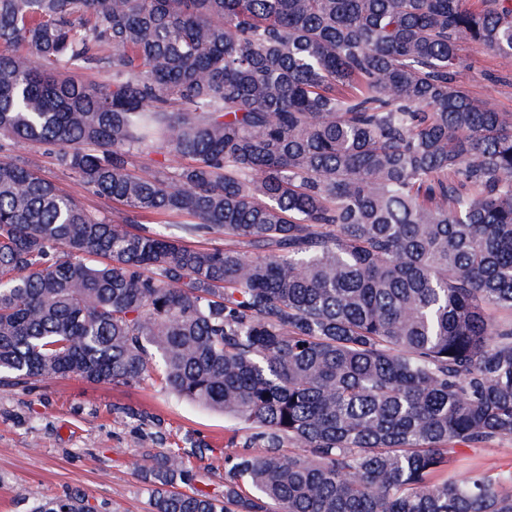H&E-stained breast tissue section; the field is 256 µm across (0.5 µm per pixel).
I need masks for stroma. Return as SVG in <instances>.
I'll use <instances>...</instances> for the list:
<instances>
[{"instance_id":"35a3bbf8","label":"stroma","mask_w":512,"mask_h":512,"mask_svg":"<svg viewBox=\"0 0 512 512\" xmlns=\"http://www.w3.org/2000/svg\"><path fill=\"white\" fill-rule=\"evenodd\" d=\"M460 79L482 106L512 113V61L475 47L462 50ZM16 160L37 168L87 209L123 222L125 211L85 191L51 148L16 144ZM141 417L132 423L124 415ZM248 432L223 413L191 404L157 379L127 385L72 377L26 386L0 383V512H31L39 502L81 490L98 512H151L142 472L161 448L204 447L191 458L196 488L224 486L225 454L242 450ZM512 467V440L457 452V473Z\"/></svg>"}]
</instances>
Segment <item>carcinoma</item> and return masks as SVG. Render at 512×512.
Listing matches in <instances>:
<instances>
[{"label":"carcinoma","mask_w":512,"mask_h":512,"mask_svg":"<svg viewBox=\"0 0 512 512\" xmlns=\"http://www.w3.org/2000/svg\"><path fill=\"white\" fill-rule=\"evenodd\" d=\"M466 44L512 59V0H0V380L155 376L246 425L220 493L164 449L153 512H512V470L448 473L512 439V113ZM460 80L482 106L512 113V61L493 58L484 51L465 46ZM57 149L17 143L11 156L37 168L41 175L55 183L63 192L76 197L87 209L111 221L122 223L128 213L115 207L112 202L93 196L85 191L73 174L61 168L55 159Z\"/></svg>","instance_id":"carcinoma-1"}]
</instances>
